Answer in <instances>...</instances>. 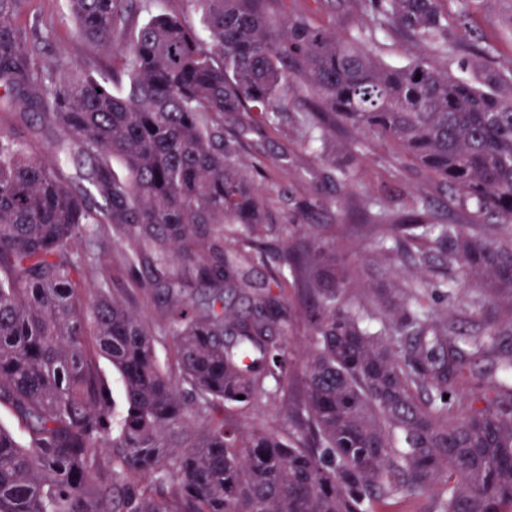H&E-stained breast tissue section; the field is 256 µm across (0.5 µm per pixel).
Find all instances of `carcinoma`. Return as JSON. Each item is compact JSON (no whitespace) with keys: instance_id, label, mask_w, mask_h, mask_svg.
<instances>
[{"instance_id":"carcinoma-1","label":"carcinoma","mask_w":512,"mask_h":512,"mask_svg":"<svg viewBox=\"0 0 512 512\" xmlns=\"http://www.w3.org/2000/svg\"><path fill=\"white\" fill-rule=\"evenodd\" d=\"M22 2L0 0V110L45 87L54 142L37 154L0 128V407L24 432L0 426V512H386L429 491L430 512H512V354L497 355L498 322L469 336L427 304L431 288L455 301L437 249L512 306V94L497 92L512 58L455 75L471 67L460 26L492 57L471 0H350L366 19L350 37L286 0H164L143 24L151 0H69L110 79L36 67L12 24ZM393 34L421 54L396 65L366 48ZM291 102L306 147L338 126L390 142L488 234L392 225L381 251L410 243L417 263L384 298L326 268L317 234L276 248L258 185L275 164L241 154L254 128L288 135ZM75 153L92 159L87 188L63 174ZM84 241L121 249L120 292L85 290ZM139 294L160 305L164 359ZM495 355L500 378L472 371ZM262 398L288 427L255 417Z\"/></svg>"}]
</instances>
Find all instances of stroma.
<instances>
[{
    "label": "stroma",
    "mask_w": 512,
    "mask_h": 512,
    "mask_svg": "<svg viewBox=\"0 0 512 512\" xmlns=\"http://www.w3.org/2000/svg\"><path fill=\"white\" fill-rule=\"evenodd\" d=\"M288 10L304 13L313 24L341 35L355 33L361 23L350 0H288ZM472 12L474 25L482 29L496 57H512V36L504 34L512 27V0H474ZM16 22L28 27L30 46L41 65L50 67L63 62L108 71L107 54L75 35L67 0H25ZM349 150L347 135L342 131L314 152L302 148L291 136L266 130L252 135L250 156L288 160L287 166L277 168L273 180L263 185L269 205L268 221L276 230L274 241L278 246L307 240L311 226H321L323 237L332 244L330 256L337 267L348 271L354 287L371 295L381 288L398 287L412 270L409 253L400 251L386 256L378 249L377 241L387 234L389 220L405 224L419 216L440 224H461L466 232H475V225L469 222V207L432 182L422 170L405 164L400 166V176H392V167L397 163L387 147L373 148L368 157L352 159V181L329 180L326 156H344ZM314 196L324 199L323 208L298 217L296 203ZM448 278L463 285L456 303L446 305L436 291L432 294V308H447L449 324L472 335L482 334L485 318L470 317L466 305L484 297L485 286L463 282L455 268L449 270Z\"/></svg>",
    "instance_id": "obj_1"
}]
</instances>
